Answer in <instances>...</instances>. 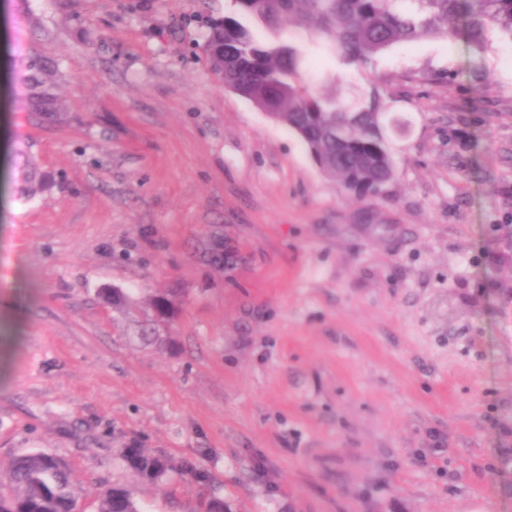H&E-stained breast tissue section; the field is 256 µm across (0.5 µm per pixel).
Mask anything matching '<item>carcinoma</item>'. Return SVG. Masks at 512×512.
Masks as SVG:
<instances>
[{"label": "carcinoma", "instance_id": "1", "mask_svg": "<svg viewBox=\"0 0 512 512\" xmlns=\"http://www.w3.org/2000/svg\"><path fill=\"white\" fill-rule=\"evenodd\" d=\"M306 32L312 44L350 66H363L397 43L462 39L481 48L496 30L512 40V0H230L224 19L214 18L204 36L212 68L225 86L275 123L296 133L321 171L346 191L376 196L395 176L387 107L374 89L347 97L309 93L302 81L306 55L289 29ZM30 105L43 117L61 111L54 89L57 71L30 61ZM153 317H174L173 299L150 301ZM124 466L150 486L174 480L197 487L190 512H226L214 479L193 459L144 448L120 450ZM8 490L0 488V512H70L75 502L67 462L36 451L14 457ZM99 512H143L131 490L114 485L99 494Z\"/></svg>", "mask_w": 512, "mask_h": 512}]
</instances>
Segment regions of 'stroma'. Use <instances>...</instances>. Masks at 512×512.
<instances>
[{"label": "stroma", "instance_id": "35a3bbf8", "mask_svg": "<svg viewBox=\"0 0 512 512\" xmlns=\"http://www.w3.org/2000/svg\"><path fill=\"white\" fill-rule=\"evenodd\" d=\"M4 2L0 464L64 458L75 512L112 483L188 512L193 485L122 466L132 441L232 512H512V40L316 57L313 92L376 82L405 124L359 198L214 74L228 0ZM36 55L56 122L27 110ZM124 466L146 485L164 487L174 480L186 481L197 487V497L190 512H228L224 500L213 490L214 479L193 459L173 458L152 453L145 448L124 447L120 450ZM217 509V510H215Z\"/></svg>", "mask_w": 512, "mask_h": 512}]
</instances>
